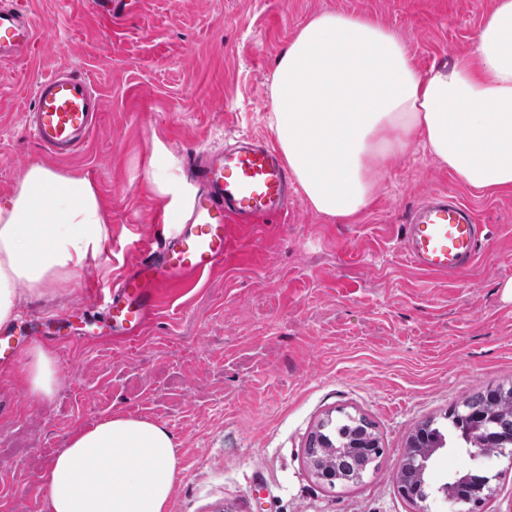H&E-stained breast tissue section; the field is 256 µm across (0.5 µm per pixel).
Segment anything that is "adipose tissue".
<instances>
[{"label":"adipose tissue","mask_w":512,"mask_h":512,"mask_svg":"<svg viewBox=\"0 0 512 512\" xmlns=\"http://www.w3.org/2000/svg\"><path fill=\"white\" fill-rule=\"evenodd\" d=\"M269 125L296 190L316 213L358 220L386 160L423 148L479 194L512 192V0H496L469 53L420 71L401 35L373 18L323 11L301 26L270 82ZM111 216L84 175L28 166L0 201V326L21 295L42 297L97 263ZM50 399L55 359L25 372ZM179 460L156 422L106 417L74 432L46 469L47 512H167ZM108 474L111 489L95 484Z\"/></svg>","instance_id":"obj_1"}]
</instances>
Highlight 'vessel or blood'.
Returning a JSON list of instances; mask_svg holds the SVG:
<instances>
[{
  "label": "vessel or blood",
  "instance_id": "obj_1",
  "mask_svg": "<svg viewBox=\"0 0 512 512\" xmlns=\"http://www.w3.org/2000/svg\"><path fill=\"white\" fill-rule=\"evenodd\" d=\"M37 40L31 18L0 0V63L9 64ZM103 98L86 78L60 70L40 79L28 128L61 159L87 140ZM199 188L186 221L157 247L139 249L127 272L113 281L108 314L114 341L138 342L162 289L189 286L224 263L236 224H264L290 208L289 174L280 154L245 142L202 156L195 165ZM483 226L475 211L445 191L431 193L409 216L404 251L433 276H463L478 258Z\"/></svg>",
  "mask_w": 512,
  "mask_h": 512
}]
</instances>
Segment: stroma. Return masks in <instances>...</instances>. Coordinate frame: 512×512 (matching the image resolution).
<instances>
[{
  "label": "stroma",
  "mask_w": 512,
  "mask_h": 512,
  "mask_svg": "<svg viewBox=\"0 0 512 512\" xmlns=\"http://www.w3.org/2000/svg\"><path fill=\"white\" fill-rule=\"evenodd\" d=\"M38 28L29 54L0 67V199L43 163L87 175L112 222L107 251L87 267L123 275L136 248L167 228L158 177L187 172L204 151L243 136L273 140L271 74L306 20L324 10L377 18L397 30L420 71L472 46L495 0H16ZM104 99L88 141L66 159L29 133L37 81L60 69ZM455 193L488 232L463 277H432L406 258V217L426 194ZM512 193L470 191L417 148L387 165L355 224L295 198L288 217L235 229L224 266L163 292L132 345L101 342L105 301L82 278L24 298L11 325L23 356L0 373V512H44L41 476L70 436L123 414L166 427L179 471L168 512H454L443 494L412 504L396 474L413 428L489 385L512 383ZM77 310L72 344L55 347L59 386L34 400L22 377L41 317ZM373 420L378 468L330 486L310 467L308 437L324 419ZM481 467L494 492L482 512H512V459L432 457L439 485Z\"/></svg>",
  "instance_id": "stroma-1"
}]
</instances>
